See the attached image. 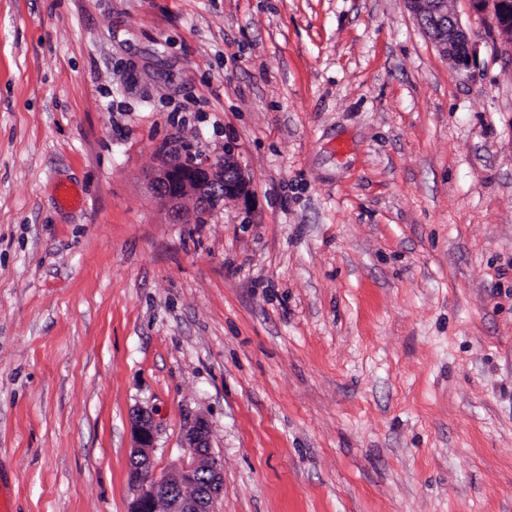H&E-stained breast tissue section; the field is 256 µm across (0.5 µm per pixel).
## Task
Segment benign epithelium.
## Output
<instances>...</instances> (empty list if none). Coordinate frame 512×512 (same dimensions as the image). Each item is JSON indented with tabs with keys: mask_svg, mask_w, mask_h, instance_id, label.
Wrapping results in <instances>:
<instances>
[{
	"mask_svg": "<svg viewBox=\"0 0 512 512\" xmlns=\"http://www.w3.org/2000/svg\"><path fill=\"white\" fill-rule=\"evenodd\" d=\"M419 26L435 47L448 59L469 63L473 43L449 0H406ZM478 10L491 11L499 30L512 37V0H470ZM152 189L164 206L180 213L182 202L190 198L206 209L221 200H238L249 206L248 182L231 155L216 164L198 162L193 157L163 154L153 175ZM132 446L129 483L134 497L129 512H214L224 493L221 464L213 456L208 425L198 420L185 436L187 458L174 473L159 477L153 468L155 423L144 409L131 417Z\"/></svg>",
	"mask_w": 512,
	"mask_h": 512,
	"instance_id": "obj_1",
	"label": "benign epithelium"
}]
</instances>
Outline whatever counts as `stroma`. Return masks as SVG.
<instances>
[{
  "label": "stroma",
  "mask_w": 512,
  "mask_h": 512,
  "mask_svg": "<svg viewBox=\"0 0 512 512\" xmlns=\"http://www.w3.org/2000/svg\"><path fill=\"white\" fill-rule=\"evenodd\" d=\"M452 7L466 67L406 0H0L12 512H128L139 408L215 512H512V41ZM163 153L250 207L173 218ZM152 189L164 206L180 215L186 198L198 209L213 207L221 200L232 199L248 208L251 199L248 182L230 154L216 164L197 162L192 156L163 154L153 175Z\"/></svg>",
  "instance_id": "35a3bbf8"
}]
</instances>
